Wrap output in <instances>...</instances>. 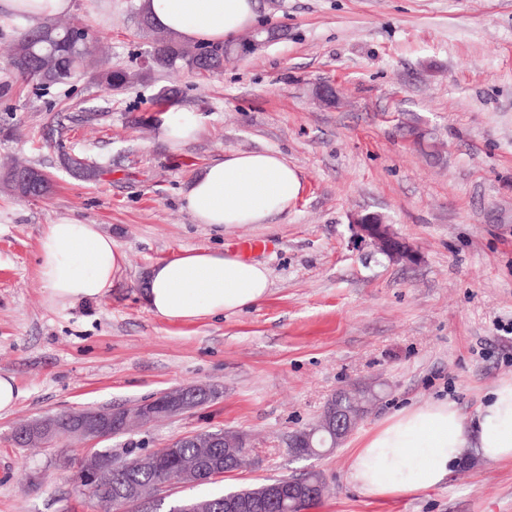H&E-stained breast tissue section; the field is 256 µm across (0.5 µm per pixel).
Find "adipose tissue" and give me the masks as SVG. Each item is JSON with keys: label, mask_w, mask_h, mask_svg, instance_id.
<instances>
[{"label": "adipose tissue", "mask_w": 512, "mask_h": 512, "mask_svg": "<svg viewBox=\"0 0 512 512\" xmlns=\"http://www.w3.org/2000/svg\"><path fill=\"white\" fill-rule=\"evenodd\" d=\"M154 25L190 42L221 43L251 26L257 0H137ZM6 14L35 23L68 14L73 0H0ZM302 192L296 171L270 151L231 153L192 179L183 197L201 224L229 228L265 224ZM127 263L125 251L98 225L65 219L46 225L39 272L49 302L65 305L105 297ZM270 287L264 264L220 250L187 249L151 266L144 298L158 317L193 321L263 301ZM476 423L455 402L402 410L353 449L347 477L362 496L384 499L437 486L459 463L462 448L489 461L512 460V380L480 404Z\"/></svg>", "instance_id": "ef3b65f1"}]
</instances>
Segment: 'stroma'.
Returning a JSON list of instances; mask_svg holds the SVG:
<instances>
[{
  "instance_id": "stroma-1",
  "label": "stroma",
  "mask_w": 512,
  "mask_h": 512,
  "mask_svg": "<svg viewBox=\"0 0 512 512\" xmlns=\"http://www.w3.org/2000/svg\"><path fill=\"white\" fill-rule=\"evenodd\" d=\"M133 5L74 0L62 17L100 36L113 68L139 72L118 91L84 78L47 89L18 79L7 49L20 23L0 19V165L27 160L56 182L38 200L0 187V375L20 391L0 414V512H96L71 479L88 444L20 448L19 423L129 408L192 384L220 395L108 443L119 457L206 430L245 437L252 466L174 487L177 497L316 470L328 492L313 512H512V461L479 458L434 488L382 500L347 481L353 448L396 411L449 398L471 421L512 379V0H258L257 26L285 38L205 75L141 74L147 41ZM322 81L342 90V104L313 98ZM172 85L200 118L196 137L177 146L154 119ZM57 138L104 178L66 173ZM268 150L302 182L288 210L224 231L196 223L182 197L194 176L224 155ZM358 212L382 214L416 261L392 262L356 238ZM63 218L99 225L127 254L101 300H46L39 242ZM249 239L262 243L249 259L270 273L256 307L193 322L149 310L150 266ZM359 385L381 398L343 444L294 457L289 433Z\"/></svg>"
}]
</instances>
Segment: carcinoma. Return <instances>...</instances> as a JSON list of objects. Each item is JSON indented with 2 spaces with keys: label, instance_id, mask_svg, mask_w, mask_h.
<instances>
[{
  "label": "carcinoma",
  "instance_id": "1",
  "mask_svg": "<svg viewBox=\"0 0 512 512\" xmlns=\"http://www.w3.org/2000/svg\"><path fill=\"white\" fill-rule=\"evenodd\" d=\"M141 29L151 37L147 53L154 58L153 67L171 74L183 68L200 74H214L224 68V46L214 45V55H199L173 36L153 25L145 15L139 21ZM13 70L27 80H33L41 87L65 84L78 75L89 74L111 89H120L132 83L137 74L127 70H114L105 61L87 50L78 38L72 25L45 22L39 26L23 30L8 50ZM178 101V90L171 86L163 89L156 99L159 111L165 112ZM63 167L73 176L83 180H96L104 169L87 158H72L60 152ZM29 164H9L0 168V185L11 193H16V177L24 171H32ZM367 391L350 389L333 396L328 403L349 413L359 410L365 404ZM247 448H235L228 452L224 448L221 431H205L191 440L179 441V447L171 449L168 456L156 459L139 454V449L130 448L122 468L112 477L98 484L93 499L99 503L113 504L125 498L124 492L135 488L140 494L155 500L156 512H190L194 499L166 502L161 496V488L172 483L179 476L181 467L195 463L200 468L219 475L239 470L246 462ZM284 484L311 485L323 482L320 473L307 471L299 475L280 479ZM252 489L228 491L220 495L203 498L207 512H224V499L238 497L247 499Z\"/></svg>",
  "mask_w": 512,
  "mask_h": 512
}]
</instances>
